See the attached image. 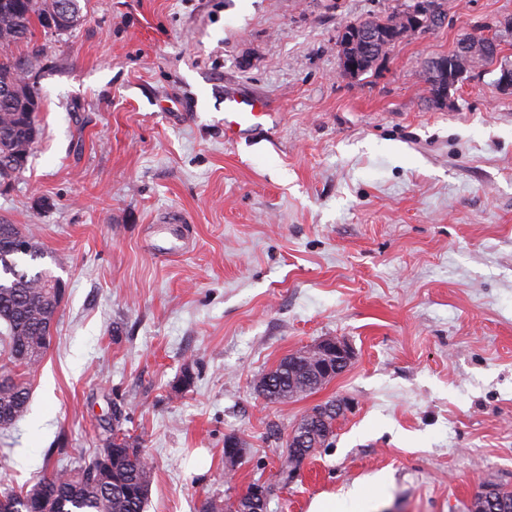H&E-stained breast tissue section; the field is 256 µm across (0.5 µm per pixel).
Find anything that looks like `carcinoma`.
<instances>
[{"label":"carcinoma","instance_id":"1","mask_svg":"<svg viewBox=\"0 0 512 512\" xmlns=\"http://www.w3.org/2000/svg\"><path fill=\"white\" fill-rule=\"evenodd\" d=\"M55 2L82 15L80 0H0V185L23 173L27 151L39 135V93L27 77L28 59L13 49L32 42L35 25L46 27ZM18 237L31 241V249L15 251ZM46 257L30 231L0 222V428L15 425L28 412L27 378L37 372L49 347L46 322L57 314L59 293L65 292L50 270L32 274L23 268L28 260ZM313 371V359L303 358L293 371L286 357L258 378L256 389L273 403L297 399L320 389L309 382ZM121 416L122 409L115 408L108 436L90 458L53 469L28 490L0 492L12 501L11 512H144L152 462L138 440L122 429ZM285 448L281 473L286 478L303 459L295 457L290 442Z\"/></svg>","mask_w":512,"mask_h":512}]
</instances>
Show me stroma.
<instances>
[{"label":"stroma","mask_w":512,"mask_h":512,"mask_svg":"<svg viewBox=\"0 0 512 512\" xmlns=\"http://www.w3.org/2000/svg\"><path fill=\"white\" fill-rule=\"evenodd\" d=\"M410 2L81 0L73 32L36 29L40 135L0 221L32 231L65 298L29 411L0 429L14 486L93 452L118 405L153 465L146 512L229 507L256 481L268 512L357 485L347 512H467L512 488V94L480 66L436 107L423 80L470 32L512 60V0H447L441 27L339 77L341 26ZM228 88L279 124L225 142ZM326 338L352 348L345 372L258 395ZM331 399L351 412L280 484L268 423ZM301 352L295 353L304 361L297 370L289 369V359L285 357L276 368L262 374L257 382V391L269 402H287L311 394L320 389L324 383H309V376L314 371V362L312 358L303 357Z\"/></svg>","instance_id":"1"}]
</instances>
